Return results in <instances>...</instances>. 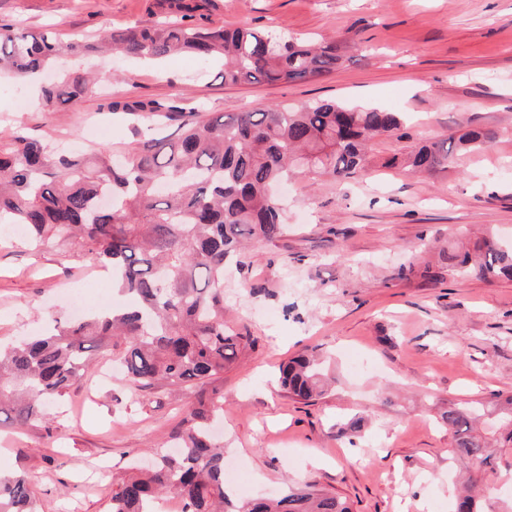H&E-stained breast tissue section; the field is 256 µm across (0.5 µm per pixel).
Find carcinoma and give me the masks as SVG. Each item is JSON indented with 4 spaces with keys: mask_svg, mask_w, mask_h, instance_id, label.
<instances>
[{
    "mask_svg": "<svg viewBox=\"0 0 512 512\" xmlns=\"http://www.w3.org/2000/svg\"><path fill=\"white\" fill-rule=\"evenodd\" d=\"M170 16L123 29H103L96 43H64L53 31L29 35L0 24V71L28 81L64 53L96 48L126 56L166 58L192 53L205 63L224 58V82L267 84L308 81L331 74L341 62L336 41L313 43L248 22L235 27L196 23L195 0H168ZM92 81L75 71L44 89L46 102L70 103L87 95ZM114 113H153L158 105L113 101ZM179 118L173 138L146 133L117 160L112 150L58 155L16 130L0 143V225L21 224L25 241L54 242L111 271L112 290L137 305L112 313L72 316L44 336L0 347V423L23 428L43 418L45 404L58 401L95 372L103 352L115 356L135 388L159 383L200 387L187 408V428L175 433L176 454L160 452L112 489L108 512H154V501L170 494L182 512H350L348 502L314 481L292 485L276 496L234 501L224 484V442L212 429L224 411L216 385L224 369L255 346V339L224 326L225 261L243 243H272L288 225L276 194L298 176L343 181L365 168V150L399 130L397 112L348 109L332 101L276 104L254 112L208 118L191 108ZM495 135L467 130L408 152L410 172L448 168L460 150L489 147ZM488 283L512 279V245L486 232L473 246L439 256L438 270ZM321 363L299 354L279 368L288 397L309 402L324 393ZM452 436V455L479 469L490 464V437L512 446V395L448 404L439 415ZM493 489L473 484L457 496L455 512L496 509ZM0 512H39L31 478L0 473Z\"/></svg>",
    "mask_w": 512,
    "mask_h": 512,
    "instance_id": "1",
    "label": "carcinoma"
}]
</instances>
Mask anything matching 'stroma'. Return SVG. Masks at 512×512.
<instances>
[{"mask_svg":"<svg viewBox=\"0 0 512 512\" xmlns=\"http://www.w3.org/2000/svg\"><path fill=\"white\" fill-rule=\"evenodd\" d=\"M201 22L241 21L297 37L340 39L342 64L317 80L228 84L221 62L171 57L161 69L118 55L61 56L97 86L78 103L45 104L37 89L0 79V132L16 127L64 149H123L130 119L113 100L202 105L215 116L319 100L406 116L405 137L368 148L353 180L292 181L288 235L244 251L224 281L227 326L256 340L225 369L224 455L245 473L239 497L316 480L352 512H452L464 474L435 422L460 399L512 394V280L486 283L420 267L440 248L484 231L512 239V0H199ZM166 0H0V23L63 38L165 18ZM492 130L483 152L445 171L412 175L387 159L464 127ZM104 272L54 244L0 243V342L42 331L70 311V292ZM330 357L333 380L304 404L279 387L281 361ZM197 395L136 389L113 373L85 378L46 417L0 427V471L34 480L40 512H107L112 483L170 444ZM361 421L356 440L342 430ZM323 467L312 468L311 457Z\"/></svg>","mask_w":512,"mask_h":512,"instance_id":"stroma-1","label":"stroma"}]
</instances>
